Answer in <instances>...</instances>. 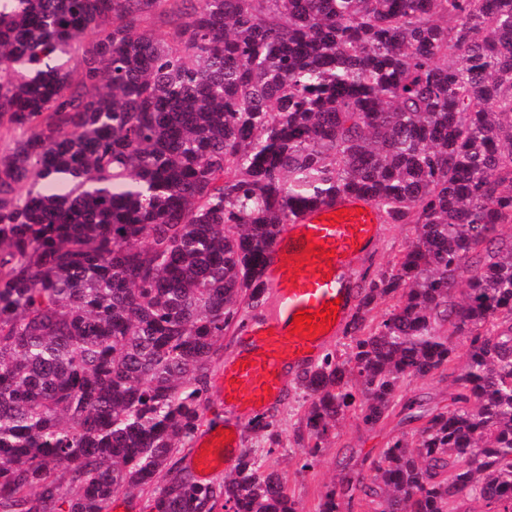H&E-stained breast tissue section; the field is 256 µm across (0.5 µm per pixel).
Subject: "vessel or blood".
Wrapping results in <instances>:
<instances>
[{
    "instance_id": "1",
    "label": "vessel or blood",
    "mask_w": 512,
    "mask_h": 512,
    "mask_svg": "<svg viewBox=\"0 0 512 512\" xmlns=\"http://www.w3.org/2000/svg\"><path fill=\"white\" fill-rule=\"evenodd\" d=\"M339 221H330L332 213ZM380 211L373 202L355 196L306 210L285 225L274 241L269 281L277 294L273 313L252 322L242 337L235 362L224 369L221 394L226 406L241 417L259 413L284 393L286 372L311 364L327 344L329 332L314 339L295 334L297 312L312 315L337 304L331 321L339 328L354 305L353 260L373 249L379 235ZM314 256H305L306 246ZM215 433L205 434L199 444L205 456L197 462L200 477H207L223 463L237 457V441L216 443Z\"/></svg>"
}]
</instances>
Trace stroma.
Wrapping results in <instances>:
<instances>
[{
	"mask_svg": "<svg viewBox=\"0 0 512 512\" xmlns=\"http://www.w3.org/2000/svg\"><path fill=\"white\" fill-rule=\"evenodd\" d=\"M415 237L411 224H386L375 249L360 257L354 264L356 276L370 275L378 269L393 264ZM238 333H228L221 342L218 358L212 372V388L203 410L201 431L222 426L239 419L237 411L227 408L220 397L219 386L225 364L238 353ZM308 401L297 388L294 379L285 383V397L270 406L269 411L277 420L280 443L275 449H268L264 439L239 429L240 448L267 451L266 464L277 470L284 478L287 492L298 504L299 512H315L328 486L337 479L350 455L373 456L394 436L411 432L412 423L406 419L407 412L401 405H394L384 420L374 427L364 426L354 416H347L330 437L328 446L319 463L310 470H301L298 461L303 442L299 437L302 419Z\"/></svg>",
	"mask_w": 512,
	"mask_h": 512,
	"instance_id": "1",
	"label": "stroma"
}]
</instances>
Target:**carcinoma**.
Returning <instances> with one entry per match:
<instances>
[{
    "instance_id": "cac0c4a2",
    "label": "carcinoma",
    "mask_w": 512,
    "mask_h": 512,
    "mask_svg": "<svg viewBox=\"0 0 512 512\" xmlns=\"http://www.w3.org/2000/svg\"><path fill=\"white\" fill-rule=\"evenodd\" d=\"M169 2L0 0V125L19 132L0 156V512L135 490L156 512H297L251 448L212 484L175 457L274 239L344 195L416 236L361 278L348 352L297 375L301 468L348 414L372 427L426 378L453 392L408 398L420 425L318 512H512V0ZM274 427L247 424L272 446Z\"/></svg>"
}]
</instances>
